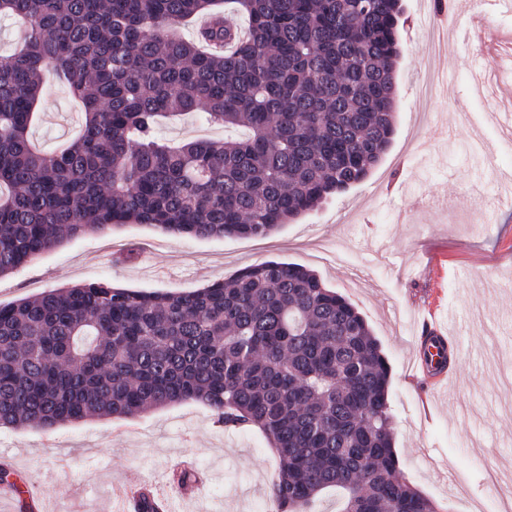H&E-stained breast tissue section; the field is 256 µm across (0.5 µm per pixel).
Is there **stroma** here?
Here are the masks:
<instances>
[{"label": "stroma", "instance_id": "1", "mask_svg": "<svg viewBox=\"0 0 512 512\" xmlns=\"http://www.w3.org/2000/svg\"><path fill=\"white\" fill-rule=\"evenodd\" d=\"M457 15L448 46L436 50L429 0H403L396 125L392 143L361 184L332 197L259 241L175 236L128 224L109 236L65 240L0 278V304L55 288L107 280L142 292L187 294L266 260L317 273L364 316L391 369L388 402L403 477L439 512H491V478L512 493V175L506 133L488 111L512 85V10L484 0ZM437 77L429 121L419 125L416 82ZM469 114L459 123L454 106ZM84 115L60 86L43 96L31 129L50 151L75 140ZM152 242L146 258L124 261ZM454 349L445 380L418 366L429 330ZM196 469L202 512H270L276 458L259 431H228L196 402L126 419L65 423L53 429H0V466L33 497L11 512H111L117 488L146 478L184 512L173 483Z\"/></svg>", "mask_w": 512, "mask_h": 512}]
</instances>
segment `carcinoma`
Returning a JSON list of instances; mask_svg holds the SVG:
<instances>
[{
    "label": "carcinoma",
    "mask_w": 512,
    "mask_h": 512,
    "mask_svg": "<svg viewBox=\"0 0 512 512\" xmlns=\"http://www.w3.org/2000/svg\"><path fill=\"white\" fill-rule=\"evenodd\" d=\"M0 0L27 22L0 55V277L66 238L147 224L263 238L365 181L395 132L403 0ZM205 15L192 41L176 28ZM222 41L228 51L204 50ZM65 87L83 132L29 129ZM203 110L237 139L169 145L159 118ZM390 367L364 317L313 271L273 260L195 292L111 282L0 305V428L51 429L200 402L276 454L277 512H437L403 478Z\"/></svg>",
    "instance_id": "obj_1"
}]
</instances>
